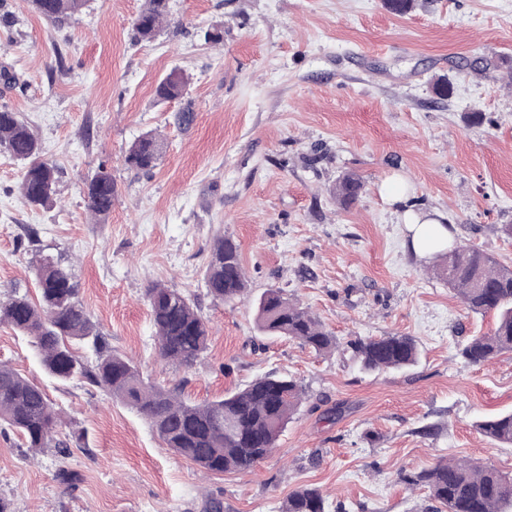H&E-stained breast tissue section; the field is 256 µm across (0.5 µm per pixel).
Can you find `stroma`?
<instances>
[{
	"label": "stroma",
	"instance_id": "obj_1",
	"mask_svg": "<svg viewBox=\"0 0 512 512\" xmlns=\"http://www.w3.org/2000/svg\"><path fill=\"white\" fill-rule=\"evenodd\" d=\"M144 0H88L53 22L30 0H0V109L19 113L59 168L55 203L32 207L23 164L0 152V299L36 298V266H68L78 299L112 352L144 378L212 400L271 373L305 390L271 453L252 470L206 473L176 455L136 410L80 380L44 370L31 337L0 323V363L40 385L64 424L66 451L27 448L0 424V502L7 512H280L317 486L327 512H429L406 479L442 458L512 477V447L481 435L482 418L512 411V352L486 366L461 356L493 316L469 313L427 272L401 216L441 215L452 245L512 265V0H169L150 43L133 37ZM218 44L205 42L214 25ZM495 61L482 76L468 67ZM183 98L158 102L172 70ZM453 87L434 92L438 78ZM190 110L189 123L176 120ZM165 141L155 168L124 155L146 132ZM106 164L118 197L106 222L85 184ZM356 173L358 200L338 204ZM404 181L400 197L383 183ZM240 249L247 291L213 302L206 288L217 237ZM183 291L210 327L193 366L158 355L150 284ZM269 289L316 314L339 341L401 334L420 359L368 373L257 327ZM75 475L59 478L61 470ZM364 189L362 179L356 174H346L336 183V199L343 205L354 203Z\"/></svg>",
	"mask_w": 512,
	"mask_h": 512
}]
</instances>
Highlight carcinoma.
Instances as JSON below:
<instances>
[{
  "label": "carcinoma",
  "mask_w": 512,
  "mask_h": 512,
  "mask_svg": "<svg viewBox=\"0 0 512 512\" xmlns=\"http://www.w3.org/2000/svg\"><path fill=\"white\" fill-rule=\"evenodd\" d=\"M87 0H31L40 16L62 22L81 12ZM169 15L168 0H145L134 23L135 37L152 42ZM187 80L171 71L157 86L156 96L170 101L184 96ZM0 149L24 164L22 197L33 206L46 207L56 195L59 168L41 157L39 143L17 113L0 110ZM164 142L148 132L135 140L124 156L136 170L154 168ZM364 189L356 174L336 183V199L354 203ZM87 208L101 221L112 212L118 191L105 164L86 185ZM444 259L433 275L448 283L466 308L479 315L497 316L493 330L473 337L462 349L472 365H482L512 352V267L469 245L442 253ZM39 303L27 296H12L0 303V323L30 336L49 374L61 379L79 378L109 393L112 399L146 417L165 445L206 472H241L253 469L274 448L276 440L304 400V390L286 375L269 373L244 389L205 404H192L177 387L144 382L132 361L110 352L101 333L80 304L78 284L71 272L53 258L39 259ZM206 287L213 300L226 303L242 297L247 281L239 247L230 237L218 238L210 248ZM160 356L179 366H192L207 348L208 328L194 302L183 292L154 284L147 291ZM259 329L286 337L318 353L342 350L366 372L400 369L417 362L415 340L405 335L354 338L340 344L319 318L284 297L278 289L265 291L257 301ZM93 337L99 356L84 363L72 344ZM0 421L21 434L35 450L54 443L62 421L40 386L6 365H0ZM480 433L504 447H512V412L484 419ZM429 491L438 504L436 512H503L512 506V477L467 459L440 460L433 467L408 478ZM320 489L302 486L282 505V512H326Z\"/></svg>",
  "instance_id": "1"
}]
</instances>
